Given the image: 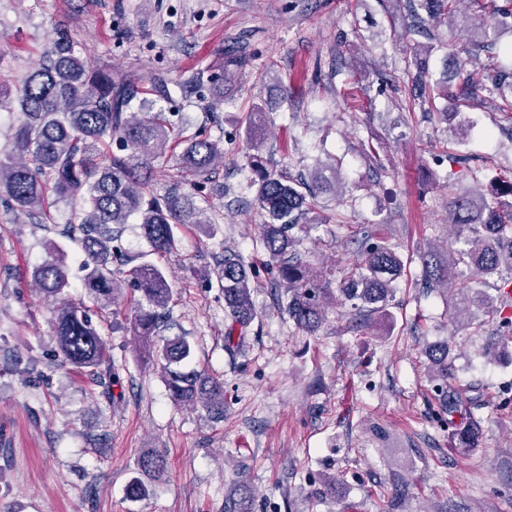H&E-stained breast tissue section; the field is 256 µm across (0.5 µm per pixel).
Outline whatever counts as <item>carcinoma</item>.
<instances>
[{"instance_id":"obj_1","label":"carcinoma","mask_w":512,"mask_h":512,"mask_svg":"<svg viewBox=\"0 0 512 512\" xmlns=\"http://www.w3.org/2000/svg\"><path fill=\"white\" fill-rule=\"evenodd\" d=\"M472 5L484 18L458 11L462 2ZM388 12L403 15L397 37L420 57L413 77L420 95L429 93L424 82L425 63L435 50L433 31L452 26L468 30L469 42L460 49L457 75L473 98L482 90L495 92L502 112H512V69L491 63L469 68L476 53L493 44L496 26L512 19V0H387ZM161 93V83L151 90L102 72H92L75 55L72 37L56 31L45 62L24 81L18 92L24 122L13 136V151L0 158V197L6 196L23 213L43 209L48 198L78 200L82 217L69 224L63 236L79 242L85 252L84 288L94 304L111 305L124 288L133 285L141 294L126 319L133 334L149 348L148 359L159 370L172 401L181 406L199 405L214 415H224V382L204 370L189 366L193 344L176 336L161 346L150 336L173 299L166 268L151 259L176 249L174 228L190 224L205 237L220 233L221 225L200 217L193 197L172 189L162 197L153 194L154 162L182 145L176 156L180 172L196 178L213 169L224 150L203 130L191 135L174 128L161 112L150 110L149 93ZM447 105L440 113L445 121L460 116L462 99L441 93ZM269 133L266 113L253 112L245 130V145L256 178L254 204L262 218L259 241L275 270L273 285L283 289L280 309L294 327L307 336H317L329 319V310L349 305L355 312V328H368L376 317L391 319L388 308L395 298L404 260L395 246L373 241L370 226L354 230L361 243V258L345 270L332 288L328 273L310 263L300 250V238L323 219L318 198L336 191L339 180L336 159L321 164L309 179H296L285 172L273 173L263 156ZM448 226L455 230L457 249L442 253L429 249L419 255L426 287L448 290L457 267L464 265L480 280L497 277L495 295L473 285L452 291L454 318L477 333L490 321L498 324L499 340L485 347L490 357L512 347V182L504 194L488 198L459 184L448 185ZM136 218L141 237L150 251L128 256L122 247V227ZM51 259L33 272L36 285L56 303L52 333L62 363L87 373L105 388L117 385L114 365L105 356V343L89 310L65 298L68 273L63 251L49 244ZM254 269L233 249L224 250L218 264L217 283L224 295V348L232 355L247 347L249 328L258 312L253 302ZM428 368L440 381V407L467 420L455 427L458 445L471 448L479 441V425L472 419L476 398L468 387L448 386L452 364L451 346L437 342L425 351ZM138 466L145 474L161 475L167 462L159 453H145ZM254 492L239 481L224 496V512H252Z\"/></svg>"}]
</instances>
